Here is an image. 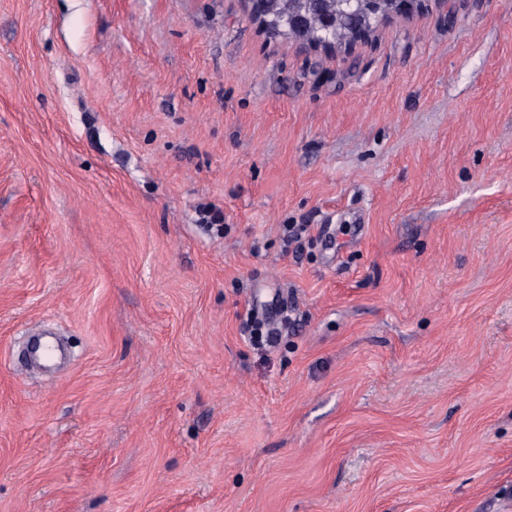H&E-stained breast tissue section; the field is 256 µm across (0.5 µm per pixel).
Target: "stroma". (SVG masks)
<instances>
[{
	"instance_id": "stroma-1",
	"label": "stroma",
	"mask_w": 512,
	"mask_h": 512,
	"mask_svg": "<svg viewBox=\"0 0 512 512\" xmlns=\"http://www.w3.org/2000/svg\"><path fill=\"white\" fill-rule=\"evenodd\" d=\"M0 512H512V0H0ZM267 32L309 43L329 39L341 47L373 31L385 16L380 0H266Z\"/></svg>"
}]
</instances>
